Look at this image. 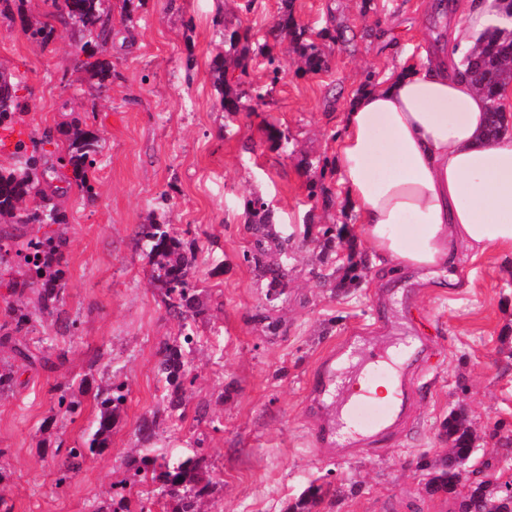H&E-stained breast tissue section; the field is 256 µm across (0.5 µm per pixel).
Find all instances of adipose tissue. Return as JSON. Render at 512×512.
<instances>
[{
	"instance_id": "adipose-tissue-1",
	"label": "adipose tissue",
	"mask_w": 512,
	"mask_h": 512,
	"mask_svg": "<svg viewBox=\"0 0 512 512\" xmlns=\"http://www.w3.org/2000/svg\"><path fill=\"white\" fill-rule=\"evenodd\" d=\"M501 0H470L450 43L472 50ZM489 102L427 55L403 54L343 116L335 162L345 197L378 256L398 267L448 265L458 248L512 253V135L488 143ZM418 227L417 241L401 233Z\"/></svg>"
}]
</instances>
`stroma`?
I'll return each mask as SVG.
<instances>
[{"label":"stroma","instance_id":"35a3bbf8","mask_svg":"<svg viewBox=\"0 0 512 512\" xmlns=\"http://www.w3.org/2000/svg\"><path fill=\"white\" fill-rule=\"evenodd\" d=\"M433 2L294 0L298 21L328 34L327 69L300 71L290 39L272 43L285 64L280 82L233 117L212 71L224 51L212 19L224 13L228 26L260 37L281 0H112L106 57L116 76L104 86L73 69L74 29L59 28L45 46L26 39L24 24L47 18L45 0H21V18L0 17V73L20 77L28 105L13 130H0V165H10L17 141L53 131L42 188L69 216L57 230L67 243L64 309L75 322L63 334L40 315L21 333L32 351L65 350L53 366L28 367L0 346V364L17 370L15 388L0 396L1 484L12 512H91L125 477L142 419L163 408L157 351L179 337L181 322L151 278L140 239L143 225L161 219L193 244L191 282L204 289L210 318L197 324L189 356L196 381L182 414L159 425L151 448L177 455L202 440L220 478L207 512H286L315 480L333 494L311 512H460L466 487L430 491L420 468L449 454L445 425L455 415L473 432L465 471L494 484L512 479V254L464 251L440 277L371 262L333 162L343 114L366 75L384 77L399 54L419 55L422 37L447 45L458 16ZM75 117L101 140L87 172L98 189L91 202L57 162L68 145L61 129ZM270 126L287 144L272 148ZM312 181L331 190L333 207L309 199ZM256 196L270 205L273 232L310 234L273 309L265 279L243 259L253 222L247 202ZM352 260L366 265L360 287L334 294L330 279ZM421 318L431 353L403 359L401 342L418 335ZM350 338L352 358L336 362L338 391L359 376L377 383L400 372L414 373L415 387L405 423L380 450L359 429L352 448L329 456L311 440L308 388L319 360ZM115 380L128 396L108 449L56 486L65 449L81 445L95 418V394ZM72 385L82 406L65 417L57 396Z\"/></svg>","mask_w":512,"mask_h":512}]
</instances>
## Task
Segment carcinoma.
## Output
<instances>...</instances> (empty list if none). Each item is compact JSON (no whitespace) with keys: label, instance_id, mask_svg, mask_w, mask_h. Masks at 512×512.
<instances>
[{"label":"carcinoma","instance_id":"1","mask_svg":"<svg viewBox=\"0 0 512 512\" xmlns=\"http://www.w3.org/2000/svg\"><path fill=\"white\" fill-rule=\"evenodd\" d=\"M109 0H53L54 11L48 20L35 26L23 25L26 38L40 45H47L55 39L56 24L79 29L84 43L76 53L75 67L89 70L93 76L105 81L112 77V62L97 57L111 38L107 13ZM282 10L270 26L267 35L273 40L282 36L292 37L298 55V69L317 74L327 69L328 58L307 29L300 25L293 14V0H282ZM224 43L229 45L224 58L216 63V81L224 86L223 108L235 114L245 107L247 101L261 102L276 85L282 73L281 61L270 53L268 43L258 45L257 50L264 58L268 84L255 86L247 81L245 58L252 44L251 30L224 29ZM462 74L469 77L487 95L489 100V122L485 131L488 139L499 135L505 125V115L499 104L500 91L512 83V32L499 30L484 38L481 50L467 55L462 63ZM24 111L15 95V83L0 80V126L8 127L17 114ZM68 146L59 156L63 167H71L81 196L93 201L98 196L96 187L87 179V170L96 163L100 139L90 131L81 128L80 120L74 118L67 125ZM51 138V132H43L40 139H30V144L16 145L13 164L0 167V219L9 218L18 224H67V212L50 202L39 189L42 166L41 144ZM308 197L322 203L324 208L334 205V200L323 184L312 182L308 186ZM252 213L258 216L253 227V247L244 252L245 262L254 265L266 279V288L280 289L288 279V265H280L286 256L290 240L270 233L272 210L261 197L248 201ZM144 246L152 262V278L161 284L168 298V309L183 322H197L209 316V309L200 300L197 288L189 281V272L195 256L188 255L191 247L181 235L165 224H147L141 232ZM66 239L59 235L32 237L19 244L17 253L24 255L26 269L19 277L7 281V288L15 293L31 291L35 294L34 312L24 308L14 310L12 331L20 333L29 328L33 314L61 318L63 313L62 287L67 275L64 260ZM362 279L361 271L350 264L345 277L337 288L347 291L356 288ZM194 343L190 330L183 332V341L165 342L158 349L157 375L164 384L166 407L156 411L139 425V441L147 444L153 438L159 421L173 417L183 406L186 385L194 383L189 348ZM11 351L16 357L29 364L36 362L46 366L51 358L32 354L25 345L13 344ZM127 396L125 382L112 386L96 395L97 415L90 426L84 447L67 450L66 459L59 469L56 485L66 483L79 471L89 454L108 448L112 429L119 422L120 412ZM448 440L452 453L438 467H429V484L436 491L452 493L461 480V466L471 455L472 441L469 429L457 418L448 420ZM127 475L115 488L109 500L96 506L95 512H131L130 491L136 486H147V500L160 505L164 512H201V504L212 498L218 485L213 470L204 462L200 449L190 453L159 459L143 448L126 463ZM327 490L312 484L290 512H310V507L322 500Z\"/></svg>","mask_w":512,"mask_h":512}]
</instances>
